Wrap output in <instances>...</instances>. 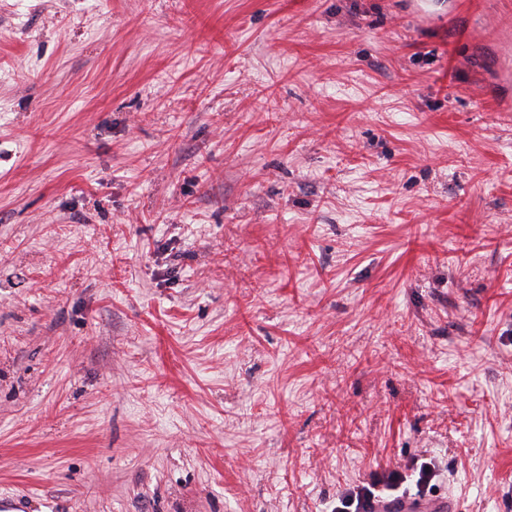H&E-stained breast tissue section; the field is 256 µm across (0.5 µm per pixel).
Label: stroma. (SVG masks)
<instances>
[{"mask_svg": "<svg viewBox=\"0 0 512 512\" xmlns=\"http://www.w3.org/2000/svg\"><path fill=\"white\" fill-rule=\"evenodd\" d=\"M512 0H0V512H512ZM403 482L402 475L394 471L378 475L370 483L350 489L341 499V506L336 507V512H369L368 507L374 501L410 496L409 489H403L399 494ZM451 499L447 497L405 498L399 501H379L372 512H456Z\"/></svg>", "mask_w": 512, "mask_h": 512, "instance_id": "1", "label": "stroma"}]
</instances>
